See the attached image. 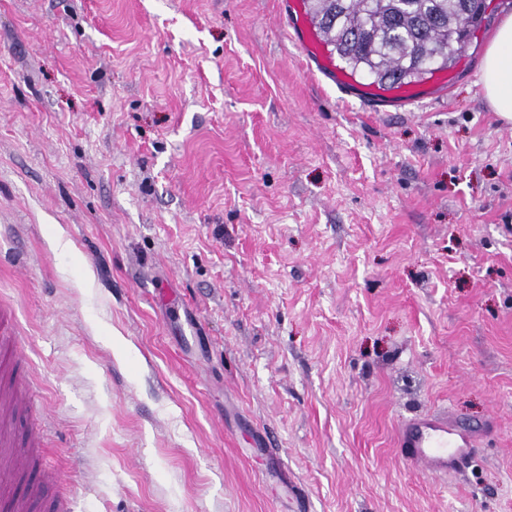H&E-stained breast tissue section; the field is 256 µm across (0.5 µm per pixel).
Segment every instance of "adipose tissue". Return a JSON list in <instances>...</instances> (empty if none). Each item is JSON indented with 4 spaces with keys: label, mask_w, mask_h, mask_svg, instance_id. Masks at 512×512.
I'll list each match as a JSON object with an SVG mask.
<instances>
[{
    "label": "adipose tissue",
    "mask_w": 512,
    "mask_h": 512,
    "mask_svg": "<svg viewBox=\"0 0 512 512\" xmlns=\"http://www.w3.org/2000/svg\"><path fill=\"white\" fill-rule=\"evenodd\" d=\"M480 71L489 105L504 119L512 120V10L502 9Z\"/></svg>",
    "instance_id": "ef3b65f1"
}]
</instances>
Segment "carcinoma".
I'll return each instance as SVG.
<instances>
[{
  "label": "carcinoma",
  "mask_w": 512,
  "mask_h": 512,
  "mask_svg": "<svg viewBox=\"0 0 512 512\" xmlns=\"http://www.w3.org/2000/svg\"><path fill=\"white\" fill-rule=\"evenodd\" d=\"M331 53L373 83L410 84L450 67L484 0H306Z\"/></svg>",
  "instance_id": "1"
}]
</instances>
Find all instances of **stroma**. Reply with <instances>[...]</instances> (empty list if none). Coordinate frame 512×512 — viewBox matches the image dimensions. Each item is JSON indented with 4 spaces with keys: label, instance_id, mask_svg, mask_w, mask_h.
Instances as JSON below:
<instances>
[{
    "label": "stroma",
    "instance_id": "35a3bbf8",
    "mask_svg": "<svg viewBox=\"0 0 512 512\" xmlns=\"http://www.w3.org/2000/svg\"><path fill=\"white\" fill-rule=\"evenodd\" d=\"M281 2L0 0V309L41 405L0 430L45 417L76 512H512L506 0L387 112ZM419 413L478 434L447 476L400 451ZM280 21L292 29L291 38L303 49L307 58V66L310 70L315 68L327 75H331L336 83L348 89L354 86L353 79L346 72L341 71L324 54L320 44L317 42L316 34L307 20L302 0H287L280 12ZM481 81L491 108L512 120V9L506 3L481 61ZM430 94L431 92H418L415 88L403 85L392 89L368 87L358 98L362 103L368 104L376 111L387 112L389 108L402 109L410 107L416 102L427 98Z\"/></svg>",
    "mask_w": 512,
    "mask_h": 512
}]
</instances>
